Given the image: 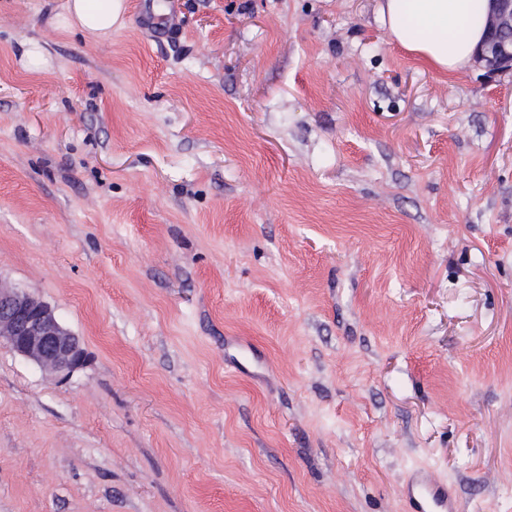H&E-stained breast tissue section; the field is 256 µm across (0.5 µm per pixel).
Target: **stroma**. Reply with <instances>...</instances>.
<instances>
[{
  "instance_id": "35a3bbf8",
  "label": "stroma",
  "mask_w": 512,
  "mask_h": 512,
  "mask_svg": "<svg viewBox=\"0 0 512 512\" xmlns=\"http://www.w3.org/2000/svg\"><path fill=\"white\" fill-rule=\"evenodd\" d=\"M64 4L0 0V280L86 363L0 344V512H512V73L378 0ZM64 29L78 26L93 36L107 35L119 20L122 0H67ZM404 495L414 512H455L448 487L418 472L405 486Z\"/></svg>"
}]
</instances>
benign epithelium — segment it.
I'll return each mask as SVG.
<instances>
[{
	"label": "benign epithelium",
	"instance_id": "benign-epithelium-1",
	"mask_svg": "<svg viewBox=\"0 0 512 512\" xmlns=\"http://www.w3.org/2000/svg\"><path fill=\"white\" fill-rule=\"evenodd\" d=\"M487 35L477 61L490 73L512 70V0H492ZM58 378L86 360L78 336L64 327L52 308L30 293L0 283V343Z\"/></svg>",
	"mask_w": 512,
	"mask_h": 512
}]
</instances>
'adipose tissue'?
Segmentation results:
<instances>
[{
  "label": "adipose tissue",
  "mask_w": 512,
  "mask_h": 512,
  "mask_svg": "<svg viewBox=\"0 0 512 512\" xmlns=\"http://www.w3.org/2000/svg\"><path fill=\"white\" fill-rule=\"evenodd\" d=\"M490 0H380L390 39L434 70L448 75L468 69L483 42ZM122 0H67L64 27L93 36L108 34Z\"/></svg>",
  "instance_id": "obj_1"
}]
</instances>
